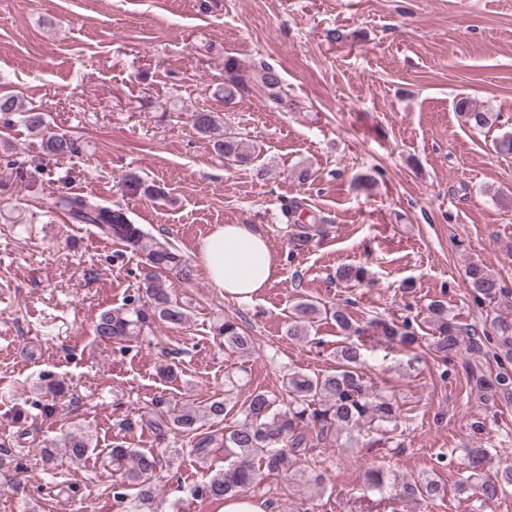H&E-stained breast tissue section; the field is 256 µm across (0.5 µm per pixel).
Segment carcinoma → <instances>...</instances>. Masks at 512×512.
<instances>
[{"label":"carcinoma","mask_w":512,"mask_h":512,"mask_svg":"<svg viewBox=\"0 0 512 512\" xmlns=\"http://www.w3.org/2000/svg\"><path fill=\"white\" fill-rule=\"evenodd\" d=\"M256 84L279 107L290 108L288 93L283 89L284 80L273 66L263 64L260 69L247 74L232 61L224 63V102H232L237 95ZM456 110L471 128H484L495 122L494 113L480 109L467 97L457 101ZM0 112H21L25 114L28 128L39 132L46 129L45 114L37 111L35 106L27 107L17 97L0 98ZM192 119L196 131L213 143V148L224 156L226 163L236 165L252 159L254 144L230 131L215 113L196 111ZM44 147L50 155L59 157L77 150L75 140L64 133L48 136ZM124 186L147 196L158 193V189L145 184L134 173L126 175ZM43 205L49 212L67 213L77 223L94 225L103 235L120 240L126 249L144 256L136 294L123 306L99 315L96 335L119 344L131 343L156 323L181 327L190 322V310L178 302L159 274L161 270H170L185 282L193 278V268L172 244L148 238V234L130 220L124 209L103 206L86 196L51 193ZM298 228L299 231L289 238L293 253L304 250L314 233L322 232L314 224H300ZM468 274L476 301L491 304L504 294L500 280L482 265L471 264ZM365 278L366 270L360 265H344L336 271V280L340 283L360 285ZM428 312L432 325L428 338L418 335L407 320L398 324L379 317L371 321L374 338L388 348L400 346L415 350L426 345L444 361L456 356L465 346L490 356L496 364V373L488 376L482 366L471 365L470 393L483 397L490 390L505 400L512 399V336L508 334L509 328L500 330L498 336L480 335L475 328L455 321L448 312L447 304L441 300L431 302ZM323 313L333 319L341 333V341L336 346L335 369L313 375L290 372L283 380L284 395L255 389L243 401L232 406L228 405L227 399L216 398L199 407L185 405L177 410L157 400L148 417L127 421L125 426L132 428L140 424L153 430L160 439L171 430L193 433L192 453L202 460L208 457L210 449L224 448L230 462L203 484L191 489L195 496L220 502L246 496L264 472L285 469L290 455L298 457L316 446L342 440L346 442L354 432H394L401 419L400 405L367 381L364 373L367 348L356 339L361 329L355 326L347 308L336 306L323 310L310 299L297 302L293 307L292 321L288 324V338L306 339L310 336L309 328L314 319ZM216 335L224 339V347L231 352L248 354L257 345L255 337L230 318L216 326ZM232 413L236 420L224 427L223 433L199 432L201 421L220 425ZM62 448L69 459L81 461L96 446L87 432L76 429L63 435ZM489 453L487 448L465 449L467 476L456 482L459 493L471 491L479 501L491 502L512 485V468L509 466L493 476L482 474V464ZM109 458L114 463L130 461L125 477L114 484L115 497L122 502L131 497L136 507L151 504L160 484L168 477L170 460L162 453L137 451L122 444L113 446ZM387 488L393 492L394 499L401 502H425L441 493V486L430 476L417 475L391 482L383 468H367L365 491L382 493ZM131 489L137 490L136 495L129 493Z\"/></svg>","instance_id":"carcinoma-1"}]
</instances>
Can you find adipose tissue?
Segmentation results:
<instances>
[{
  "mask_svg": "<svg viewBox=\"0 0 512 512\" xmlns=\"http://www.w3.org/2000/svg\"><path fill=\"white\" fill-rule=\"evenodd\" d=\"M198 261L220 291L248 301L274 280L276 263L265 234L254 224H217L203 237Z\"/></svg>",
  "mask_w": 512,
  "mask_h": 512,
  "instance_id": "obj_1",
  "label": "adipose tissue"
}]
</instances>
